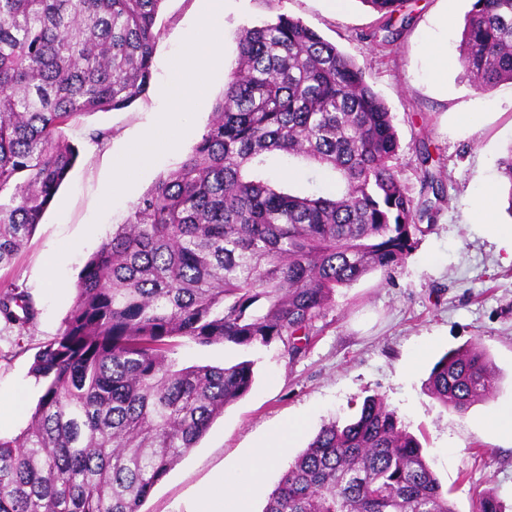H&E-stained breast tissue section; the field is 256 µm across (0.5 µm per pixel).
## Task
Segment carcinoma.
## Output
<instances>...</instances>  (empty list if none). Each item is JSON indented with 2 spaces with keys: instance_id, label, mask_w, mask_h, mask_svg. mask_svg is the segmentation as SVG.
I'll return each mask as SVG.
<instances>
[{
  "instance_id": "obj_1",
  "label": "carcinoma",
  "mask_w": 512,
  "mask_h": 512,
  "mask_svg": "<svg viewBox=\"0 0 512 512\" xmlns=\"http://www.w3.org/2000/svg\"><path fill=\"white\" fill-rule=\"evenodd\" d=\"M386 21L404 0H361ZM162 0H0V269L41 223L78 150L65 129L148 90ZM458 63L479 91L512 84V0H473ZM394 117L353 58L299 19L244 27L224 97L186 160L87 259L46 386L0 439V512H140L155 485L254 383V362L181 366L175 339L277 343L295 362L336 291L404 262L431 230L396 166ZM279 152L334 172L299 196L263 175ZM38 310L0 283V321ZM478 343L444 355L427 393L458 413L488 399ZM262 512H455L419 441L384 401L324 425ZM473 512H505L487 490Z\"/></svg>"
}]
</instances>
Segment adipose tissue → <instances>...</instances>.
Masks as SVG:
<instances>
[{
  "mask_svg": "<svg viewBox=\"0 0 512 512\" xmlns=\"http://www.w3.org/2000/svg\"><path fill=\"white\" fill-rule=\"evenodd\" d=\"M223 16L224 0H205L204 11L177 69L179 79L165 91L167 109L116 162L117 183H126L149 158L174 146L181 132L191 124L195 103L207 91L199 76L223 59ZM249 509V494L236 478L222 479L196 492L194 512H249Z\"/></svg>",
  "mask_w": 512,
  "mask_h": 512,
  "instance_id": "1",
  "label": "adipose tissue"
}]
</instances>
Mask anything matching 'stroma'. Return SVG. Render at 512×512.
I'll return each mask as SVG.
<instances>
[{
    "label": "stroma",
    "mask_w": 512,
    "mask_h": 512,
    "mask_svg": "<svg viewBox=\"0 0 512 512\" xmlns=\"http://www.w3.org/2000/svg\"><path fill=\"white\" fill-rule=\"evenodd\" d=\"M471 4L407 0L391 21L398 38L380 46L368 38L379 16L361 0H348L340 13L330 0H224V63L210 74L209 91L197 104L189 132L106 205L102 197L112 186L115 161L166 109L161 90L172 79L173 65L204 6V0H163L147 92L128 107L94 113L67 128L79 157L25 248L12 266L0 270V281L22 285L39 310L27 334L0 323V390L24 387L30 403H37L43 385L31 372L34 354L62 329L86 260L200 138L224 94L240 29L285 14L302 20L365 69L394 116L401 178L415 198L431 197L420 179L419 145L427 143L429 166L445 187V200L437 206L431 231L400 266L387 275L369 273L337 291L297 363H288L275 343L242 348L180 340L174 351L179 363L221 366L251 360L255 382L155 486L141 512H191L199 487L237 470L288 424H302L288 447L293 457L323 424L349 423L364 398L373 395L418 438L456 512H472L476 494L485 489L512 512V440L484 426L500 408L512 405V255L481 233L475 213L477 200L489 191L497 196L496 223L512 225L500 173L501 160L512 152V84L481 93L464 78L458 47ZM443 17L448 20V70L437 81L429 71V47ZM98 129L108 131V138L93 140ZM292 170L297 173L293 179L288 176ZM267 171L273 181L298 191L311 185L325 193L338 188L330 172L288 164L277 153L269 156ZM472 342L488 352L496 383L488 400L461 414L431 398L424 383L445 353ZM416 357L418 370L408 372Z\"/></svg>",
    "instance_id": "1"
}]
</instances>
